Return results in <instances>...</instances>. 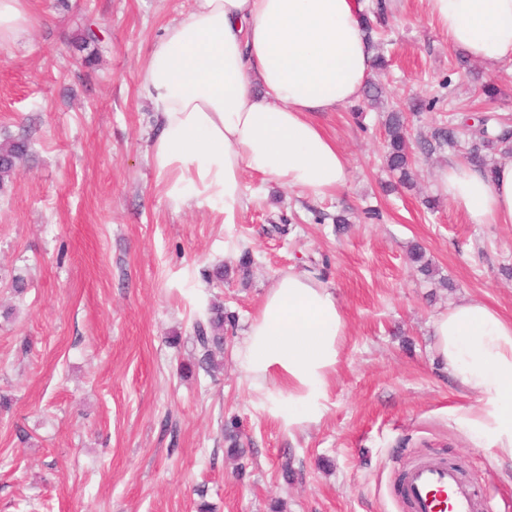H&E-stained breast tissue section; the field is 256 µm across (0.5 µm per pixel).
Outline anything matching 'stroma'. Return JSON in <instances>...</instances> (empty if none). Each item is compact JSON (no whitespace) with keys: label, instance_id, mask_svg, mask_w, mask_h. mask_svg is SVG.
Returning <instances> with one entry per match:
<instances>
[{"label":"stroma","instance_id":"obj_1","mask_svg":"<svg viewBox=\"0 0 512 512\" xmlns=\"http://www.w3.org/2000/svg\"><path fill=\"white\" fill-rule=\"evenodd\" d=\"M28 6L30 36L0 46V140L30 142L0 189V395L11 400L0 409V512H408L394 485L426 454L459 462L497 512H512V466L497 465L469 422L476 396L454 387L431 347L433 318L460 299L512 318V224L469 223L440 190L460 147L396 188L379 120L414 97L435 102L414 121L416 139L473 113L512 128V62L462 69L423 0H391L378 34L390 66L371 77L380 109L314 115L349 160L347 186L312 199L249 175L228 224L206 206L174 209L147 160L153 113L140 79L153 41L193 0ZM91 22L95 44L83 41ZM485 82L497 99L480 95ZM283 218L287 235L271 232ZM413 244L433 277L409 262ZM289 269L332 288L347 322L329 410L292 435L256 407L231 356ZM216 304L237 316L223 365L182 376L197 358L193 324ZM230 430L243 457L227 452Z\"/></svg>","mask_w":512,"mask_h":512}]
</instances>
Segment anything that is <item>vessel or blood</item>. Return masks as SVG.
Masks as SVG:
<instances>
[{
    "instance_id": "vessel-or-blood-1",
    "label": "vessel or blood",
    "mask_w": 512,
    "mask_h": 512,
    "mask_svg": "<svg viewBox=\"0 0 512 512\" xmlns=\"http://www.w3.org/2000/svg\"><path fill=\"white\" fill-rule=\"evenodd\" d=\"M398 496L408 512H493L489 496L444 457L417 459L404 472Z\"/></svg>"
}]
</instances>
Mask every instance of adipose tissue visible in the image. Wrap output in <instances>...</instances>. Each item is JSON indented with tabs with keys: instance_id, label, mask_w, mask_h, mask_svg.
<instances>
[{
	"instance_id": "adipose-tissue-1",
	"label": "adipose tissue",
	"mask_w": 512,
	"mask_h": 512,
	"mask_svg": "<svg viewBox=\"0 0 512 512\" xmlns=\"http://www.w3.org/2000/svg\"><path fill=\"white\" fill-rule=\"evenodd\" d=\"M451 45L488 68L512 59V0H426ZM27 0H0V46L28 36ZM359 0H197L151 46L140 91L155 125L147 150L175 207L207 205L234 223L245 172L324 197L344 188L347 157L312 119L362 98L375 70ZM473 224H512V161L483 172L452 161L438 173ZM347 322L331 288L281 272L234 352L257 407L284 430L327 414L329 378ZM455 386L479 397L472 418L493 455L512 462V320L463 299L432 324Z\"/></svg>"
}]
</instances>
